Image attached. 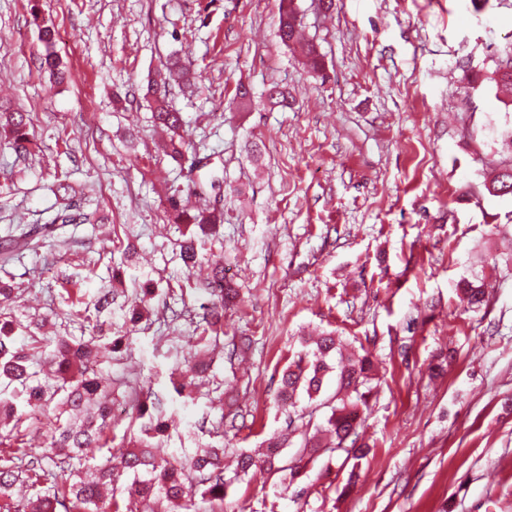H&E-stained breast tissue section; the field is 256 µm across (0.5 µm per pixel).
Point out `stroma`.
<instances>
[{"label":"stroma","instance_id":"35a3bbf8","mask_svg":"<svg viewBox=\"0 0 512 512\" xmlns=\"http://www.w3.org/2000/svg\"><path fill=\"white\" fill-rule=\"evenodd\" d=\"M278 5L0 0V96L29 113L34 135L24 158L0 137V240L46 224L64 201L106 218L54 225L0 260L13 290L0 310L28 348L34 317L44 336H90L68 294L91 303L112 290L103 334L125 349L99 369L112 384L113 444L134 445L124 403L132 387L149 388L167 398L174 426L158 453L170 458L208 429L231 451L287 434L285 463L336 403L331 373L317 400L298 393L303 420L289 423L275 404L289 358L319 331L369 354L378 371L358 433L370 454L353 468L345 451L323 453L299 485L250 473L223 512H512V195L485 188L512 112L495 83L468 80L493 71L512 43V0H335L327 13L295 0L323 54L320 79L280 42ZM49 51L68 82L41 70ZM172 53L200 74L193 94L166 88L184 117L179 159L158 151L141 92ZM240 83L257 95L288 87L293 105L238 108ZM59 177L68 199L55 193ZM197 188L224 212L199 251L223 265L239 301L205 354L208 385L186 402L171 381L193 324L134 326L126 316L148 292L159 313L211 304L200 272L179 258L186 228L168 214L169 195ZM464 277L484 283L482 307L458 297ZM443 353L453 359L433 375ZM324 469L329 479H319Z\"/></svg>","mask_w":512,"mask_h":512}]
</instances>
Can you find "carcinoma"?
<instances>
[{
    "label": "carcinoma",
    "instance_id": "obj_1",
    "mask_svg": "<svg viewBox=\"0 0 512 512\" xmlns=\"http://www.w3.org/2000/svg\"><path fill=\"white\" fill-rule=\"evenodd\" d=\"M278 35L285 45L301 40V23L294 0H280ZM305 66L309 72L319 75L323 71L322 56L313 44L305 45ZM165 69L168 81L181 90L194 92L198 74L191 65L179 56H170ZM488 80L505 88L512 86V44L500 52L496 69ZM144 97L153 104L154 126L171 133L161 145V150L174 158L183 156L184 141L179 130L184 125L182 113L166 100V94L155 85L146 88ZM271 106L288 107V91L273 86L265 91ZM29 113L0 101V135L13 141L19 153L29 152L33 135L29 133ZM493 196L512 194V153L505 157L498 172L486 186ZM169 208L177 224H194L204 230L214 229L224 222L223 213L205 203H199L194 213L182 207V199L175 192L169 197ZM103 223L104 217L73 213L64 209L50 220L57 224ZM29 246L26 237L20 236L4 241L0 253L5 259ZM180 257L184 266L193 270L200 266L203 258L199 254L194 234L185 236L180 242ZM203 285L214 297L196 326L195 335L189 337L188 346L202 352L217 337L210 331L224 327V306L236 298L234 289L224 285V269L214 268L204 278ZM461 293L473 307L480 306L485 299L484 284L463 279L459 282ZM112 305L109 292L101 291L93 304L94 314L87 309L73 311L77 318L89 322L100 320L101 315ZM50 355L53 370L44 373L36 369L40 360L36 353L16 346L9 322L0 324V444L3 438L18 429L23 413L17 401H22L28 411L46 413L45 449L42 459L22 467L13 456H0V512H11L9 492L27 472L28 481L36 485L50 474V469L59 471L63 478L57 490L40 494L33 512H133L130 504L138 500L183 503L196 491L202 499L219 506L224 495L237 480L249 475L253 469H274L275 457L263 452L238 454L234 475L224 474L225 448L220 446H198L194 452L180 461H171L158 456L154 441L165 437L169 422L165 419L163 402L152 391L132 392L131 422L138 424L139 440L135 447L121 449L108 460L94 467L84 466L85 450L103 448L108 442V419L111 415V384L98 372V365L105 357L123 352V339L100 344L96 337L76 339L57 336ZM336 350V337L324 334L313 340V348L307 347L294 353L283 369L278 389L282 406L295 407L296 395L304 390L309 400L316 399L322 390L324 378L336 372V401L331 407L327 426L316 430L304 439L299 454L279 470L288 472V484H293L306 475V469L327 449L322 436L334 438L341 448L347 440L353 447L347 449L357 460L367 456L370 448L358 443L359 405L366 404L365 393L360 391L372 380V362L363 355H354L332 366L327 362ZM206 370V364L197 359L181 374V380L173 383L174 392L189 398L195 379Z\"/></svg>",
    "mask_w": 512,
    "mask_h": 512
}]
</instances>
